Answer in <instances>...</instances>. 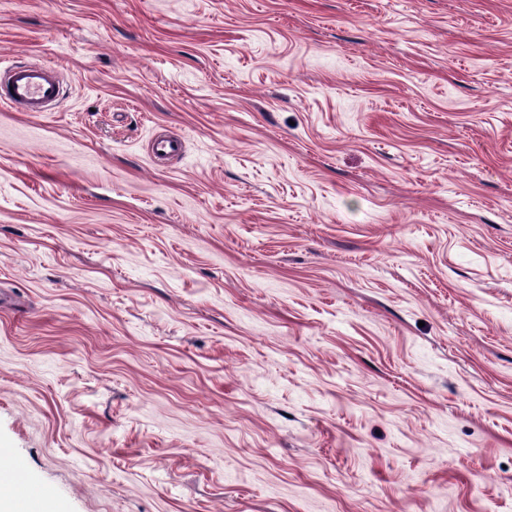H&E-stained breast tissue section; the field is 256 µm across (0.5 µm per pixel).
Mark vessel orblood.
Instances as JSON below:
<instances>
[{"mask_svg": "<svg viewBox=\"0 0 512 512\" xmlns=\"http://www.w3.org/2000/svg\"><path fill=\"white\" fill-rule=\"evenodd\" d=\"M60 80L48 65L8 66L0 72V104L22 112H45L60 96ZM53 492L28 485L16 512H49Z\"/></svg>", "mask_w": 512, "mask_h": 512, "instance_id": "obj_1", "label": "vessel or blood"}]
</instances>
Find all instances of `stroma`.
Returning <instances> with one entry per match:
<instances>
[{"mask_svg":"<svg viewBox=\"0 0 512 512\" xmlns=\"http://www.w3.org/2000/svg\"><path fill=\"white\" fill-rule=\"evenodd\" d=\"M2 60L63 85L0 106L18 484L512 512V0H0Z\"/></svg>","mask_w":512,"mask_h":512,"instance_id":"obj_1","label":"stroma"}]
</instances>
